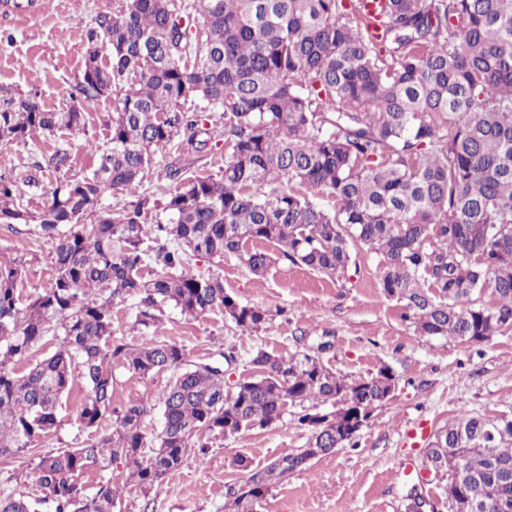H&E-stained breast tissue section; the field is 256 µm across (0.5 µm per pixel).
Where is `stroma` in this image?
I'll return each instance as SVG.
<instances>
[{
    "label": "stroma",
    "instance_id": "1",
    "mask_svg": "<svg viewBox=\"0 0 512 512\" xmlns=\"http://www.w3.org/2000/svg\"><path fill=\"white\" fill-rule=\"evenodd\" d=\"M123 2L53 0L47 7L43 0H28L17 8L11 0H0V94L34 90L46 109L71 106V87L88 50L83 34L97 15L116 12ZM81 109L85 134L38 133L24 142L0 145V171L21 169L62 146L71 154L70 175L88 173L94 165L88 147L106 141L112 102L100 98L82 103ZM15 253L34 258L22 296L47 287L53 276L48 244L37 234L18 235L0 224V255ZM356 262L358 272L350 281L334 282L285 261L257 277L233 257L192 258L195 270L220 276L227 293L274 311L273 320L254 335L243 334L219 312L187 320L172 308L158 332L142 333L132 328L133 301L112 310L115 337L132 345L178 344L189 361L224 365L230 383L252 376L250 360L257 350L286 357L324 338L331 347L322 360L336 374L354 380L389 367L396 389L374 411L355 445L312 461L308 469L276 485L260 512H405L413 489L434 501L438 512H448L445 480L417 481L406 473L405 463L418 461L434 433L460 413L512 417V333L483 344L419 335L406 321L402 303L383 294L376 259L361 252ZM230 350L237 361L228 365L223 354ZM113 374V407L144 402L152 408L147 432L159 431L162 413L156 404L167 374L141 377L118 365ZM86 393L84 381L75 380L62 398L58 425L37 443L38 453L87 444L111 433L108 419L95 429L82 427ZM308 438L288 413L269 428L215 441L206 458L187 454L181 468L147 494L127 483L121 460L89 467L75 478L91 494L106 480L122 486L113 512H224L231 490L278 457L305 447ZM239 456L245 457L246 467L235 465Z\"/></svg>",
    "mask_w": 512,
    "mask_h": 512
}]
</instances>
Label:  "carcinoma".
I'll return each mask as SVG.
<instances>
[{"label": "carcinoma", "instance_id": "obj_1", "mask_svg": "<svg viewBox=\"0 0 512 512\" xmlns=\"http://www.w3.org/2000/svg\"><path fill=\"white\" fill-rule=\"evenodd\" d=\"M125 0L84 33L83 70L71 96L112 99L110 138L94 145L81 178L42 179L70 168L67 149L22 175L0 174V224L32 226L49 245V286L20 306L31 259L0 256V457H25L58 424L75 378L88 393L83 428L115 416L111 433L37 457V480L55 512H112L120 487L90 496L74 475L123 459L129 482L149 493L178 471L189 449L266 429L290 407L307 447L277 458L237 490L224 512H258L271 487L308 458L355 444L352 417L368 421L395 389L390 369L348 380L319 353L256 352V375L224 383V370L191 364L184 349L114 338L112 307L136 301L133 327L156 331L164 307L186 318L220 311L251 335L271 314L243 304L192 256L236 257L257 277L276 259L249 241L329 278L349 279L365 251L380 266L383 294L403 303L421 336L482 343L512 332V0ZM197 102V111L183 108ZM205 112L224 125H205ZM85 132L84 113L44 108L37 94L0 96V142L34 132ZM179 138L167 162L165 202L134 194L156 151ZM224 139V169L189 174L191 153ZM40 187L37 213L14 205L18 184ZM493 300L484 304L482 295ZM56 352L29 373L13 364L44 337ZM147 377L171 373L159 394L161 432L131 401L112 414L113 365ZM468 476L452 483L448 512H498L512 500V418L464 413L433 434L422 464ZM33 504V505H35ZM23 495L0 493V512H31Z\"/></svg>", "mask_w": 512, "mask_h": 512}]
</instances>
